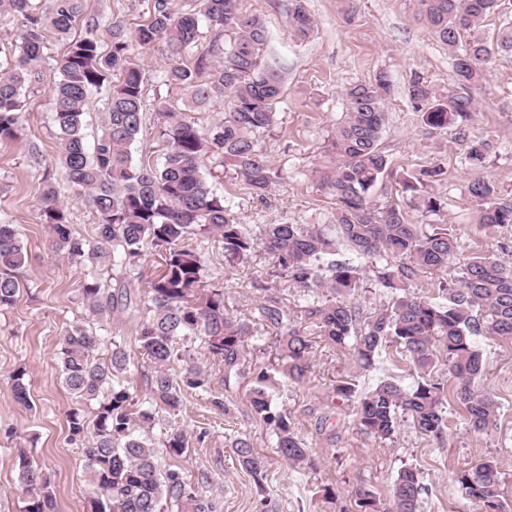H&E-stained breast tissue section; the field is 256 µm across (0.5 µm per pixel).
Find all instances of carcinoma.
<instances>
[{
  "mask_svg": "<svg viewBox=\"0 0 512 512\" xmlns=\"http://www.w3.org/2000/svg\"><path fill=\"white\" fill-rule=\"evenodd\" d=\"M418 15L430 33L448 47L456 88L436 95L426 81L410 84L408 97L422 121L431 128H454L465 146L472 172L467 190L476 206L478 223L488 227L512 224V202L504 201L494 182L482 174L491 144L471 135L474 113L471 90L485 84L496 58L512 54V23L500 27L494 40L481 31L497 0H417ZM86 0H52L48 14L36 12L32 0H0V15L20 19L18 55L0 65V141L18 138L24 101L22 90L42 76L43 30L51 28L68 39L74 23L85 14ZM148 20L131 34L118 20L108 26L111 47L101 50L95 31L69 42L49 82L57 126V162L67 180L90 199L96 213L95 237L88 241L71 231L69 215L52 184L42 192L43 221L51 232V248L63 257L91 268L119 269L118 292L103 287L97 277L80 288L89 315L99 326L112 319L120 306L133 303V277L146 250L161 252L164 267L148 292L146 316L138 328V341L152 371L147 378L150 399L174 414L181 411L182 386L204 387V367L176 345L195 336L213 356L224 362L225 379L238 374L254 336L249 323L227 312L224 289L207 288L201 256L189 244L199 236L221 238L224 258L246 264L258 246L271 257L270 278L255 284L264 292L257 320L275 334L283 375L294 383L309 372L311 335L339 348H351L365 367L388 348L403 349L420 374L404 388L393 378L380 380L365 394L356 384L338 381L331 400L356 402L355 415L362 433L382 441L394 438L398 418L408 417L415 429L440 444L445 437L446 398L462 410L470 429L481 433L497 426L500 406L479 387L484 373L483 352L476 338L495 336L512 342V265L493 254H478L462 275L434 301L404 290L405 281L420 270H445L458 248L456 234L442 224H415L404 208L409 204L435 214L440 203L426 193L439 180V167L400 177L403 203L377 207L371 192L388 169L379 141L386 124L385 97L391 79L381 71L373 80L357 82L344 93L345 112L331 135L325 159L316 173L338 204L334 233L303 224H262L254 234L239 222L230 206L212 190L204 174L205 160L230 167L252 192L264 197L279 177L259 138L276 123L275 106L283 78L262 63L267 40L263 19L246 16L239 0H192L184 8L173 0H153ZM224 30V43L184 66L177 57L195 43L202 22ZM314 21L305 0H290L288 28L303 39ZM166 46L172 62L164 81L183 87L194 106L224 102V118L200 129L176 112H166L161 136L166 143L158 165L133 162L131 147L144 125L143 68L135 46ZM119 73L120 81L112 83ZM105 98L103 134L94 150L86 144L84 116L91 97ZM345 248L368 260L386 262L377 281L387 289H400L390 307L361 318L349 301L362 275V267L338 259ZM26 249L14 224H0V311L13 307L20 293L19 270ZM396 260L393 266L389 260ZM285 277L307 296L326 293L320 305H307L300 320L290 317L273 291ZM103 336L83 323L64 331L58 365L64 384L76 402L95 401V419L87 423L80 409L67 414L71 441L82 447L86 476L91 486L90 512H217L218 502L210 471L200 468L187 479L181 468L160 473L159 451L151 430L150 410L133 409L134 400L123 376L134 364L118 341H111L109 357L97 351ZM445 366L449 393L428 378L437 364ZM23 368L9 377L16 402L31 406ZM271 376L257 372L249 394L251 413L272 427L275 452L293 466L315 469L312 451L295 433L287 415L272 409L266 382ZM162 446L173 460L186 456L188 440L183 428L166 432ZM239 466L261 483L265 463L243 438L231 442ZM18 470L27 497L25 512H55L51 475L25 452L18 455ZM503 471L498 460L482 458L455 472L453 480L480 512H512L503 492ZM423 483L412 467L402 468L394 481L391 504L370 490L358 491L359 512H419Z\"/></svg>",
  "mask_w": 512,
  "mask_h": 512,
  "instance_id": "1",
  "label": "carcinoma"
}]
</instances>
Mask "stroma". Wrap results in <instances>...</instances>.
<instances>
[{"label":"stroma","mask_w":512,"mask_h":512,"mask_svg":"<svg viewBox=\"0 0 512 512\" xmlns=\"http://www.w3.org/2000/svg\"><path fill=\"white\" fill-rule=\"evenodd\" d=\"M239 7L243 14L263 17L268 44L262 58L283 72L277 123L260 139L281 170V178L263 200L232 170L211 180L213 190L226 198L241 223L254 227L335 222L336 201L321 185L315 169L345 110V87L371 80L383 70L392 80L386 102L388 122L380 141L389 169L373 190L372 200L381 206L399 199L402 173L442 167L444 173L432 187L442 205L440 213L425 216L412 208L408 214L417 223L451 226L458 237L457 254L447 270L420 271L409 281V289L436 296L480 253L512 264V226L488 229L477 222L476 209L468 199L464 147L451 130L424 125L408 98L410 82L417 76L442 94L454 84L448 49L419 21L416 0H356L351 16L345 14L343 0H306L316 27L304 42L293 39L288 31V0H239ZM147 17V0H87L73 35L85 36L93 23L104 42L112 20L122 21L132 31ZM44 42L43 77L23 91L22 134L17 140L0 142V221L18 225L28 252L18 300L0 312V512L25 510L26 495L16 466L22 449L52 474L56 512H89L91 489L84 457L79 445L69 440L67 414L76 402L63 386L57 364L65 329L87 320L79 288L89 268L52 250L41 217L44 182L55 186L76 237H94L95 216L85 193L70 184L54 163L57 139L49 80L66 45L49 30ZM143 58L145 124L132 157L137 163H156L165 149L159 137L163 113L185 111L187 95L183 88L163 80L168 63L164 45L145 49ZM473 96L476 114L471 132L491 144L483 173L496 183L504 199L512 201V55L498 57L486 85L474 90ZM192 244L206 266L207 287L223 288L230 314L252 323L256 336H264L265 328L257 323L260 293L254 282L270 271L268 255L259 250L249 264H231L224 260L218 237H197ZM139 321V312L130 310L112 318L107 326L110 340L101 345L99 354L108 355L111 340L122 341L136 364L128 377L130 391L142 401L147 397L151 367L137 341ZM477 343L486 361L482 385L500 405L496 428L484 433L470 430L462 411L450 402L445 409L443 443L421 435L404 417L391 440L361 434L354 406L331 402V387L349 378L364 393L387 376L403 386L412 385L408 360L393 349L364 369L348 350L316 339L310 370L302 382L294 384L281 373L274 348L251 346L242 376L228 379L223 363L209 356L203 341L196 338L191 347L206 371L207 387L183 389L177 417H170L163 405H155L153 436L162 439L169 422L183 426L189 452L180 465L189 476L200 468L211 471L220 489L219 512H255L262 496L268 498L273 512H356L358 490L365 488L389 500L399 470L407 466L420 471L425 486L420 512H479L459 491L453 474L481 458H495L505 472V494L512 499V343L489 335L478 337ZM19 367L27 371L32 400L28 408L14 400L8 384L10 374ZM262 369L274 381L273 407L288 414L297 435L312 448L316 470L305 472L288 465L274 451L270 426L252 415L246 394ZM324 416L329 424H321ZM238 437L248 439L263 457L262 484H255L238 465L231 448ZM326 486L335 489V502L324 501L321 490Z\"/></svg>","instance_id":"35a3bbf8"}]
</instances>
